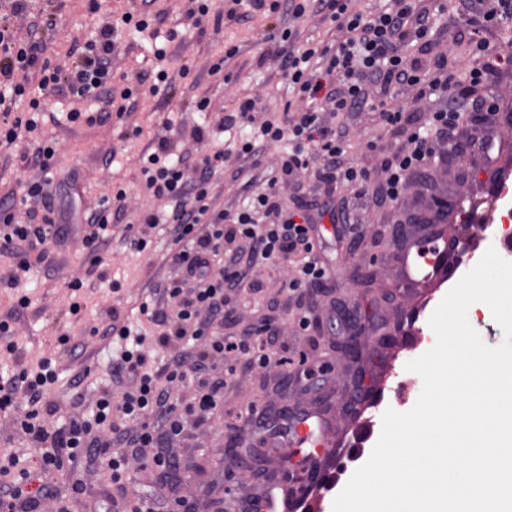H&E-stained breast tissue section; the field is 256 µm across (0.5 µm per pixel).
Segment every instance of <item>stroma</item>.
Segmentation results:
<instances>
[{
  "label": "stroma",
  "mask_w": 512,
  "mask_h": 512,
  "mask_svg": "<svg viewBox=\"0 0 512 512\" xmlns=\"http://www.w3.org/2000/svg\"><path fill=\"white\" fill-rule=\"evenodd\" d=\"M278 4L273 14H242L221 26L209 23L202 29L188 15L190 0H153L149 5L143 0H30L26 13L14 19L17 36L25 39L41 15L51 12L54 26L39 31L46 43L44 56L51 66L65 68L94 36L101 17L125 12L137 16L146 11L160 15L158 39L128 29L118 33L112 69L117 74H144L147 83L159 70L168 73L158 93H151L146 83L138 89L134 109L93 125L68 122L66 114L74 109L107 111L105 99L43 90L38 95L37 130L11 147L0 148V189L6 191L22 190L24 183L39 177V169L22 166L20 157L42 141L55 149L51 175L59 206L87 212L98 207L112 186L119 184L127 190L124 216L109 225L104 245L107 261L98 271H89L81 236L72 232L64 242L51 246L48 267L26 276L32 303L13 320V340L17 355L51 358L58 375L51 395L61 406L55 423H63L68 415L72 379L84 375L82 387L89 397L108 379V343L91 335V327L105 321L113 306L137 318L139 304L149 298L151 276L173 274L163 262L170 246L165 227L153 230V244L144 252L130 253L123 244L128 223L171 207L170 201L155 198L146 189L141 156L153 152L162 138L171 141L178 156L208 152L212 141L195 140L193 128L218 124L235 114L246 99L254 103L256 120L282 114L289 87L276 51L284 27L294 28L301 44L341 41L335 23L313 13L297 20L289 0H278ZM420 4L437 10L438 15L428 37L408 49V60H422L430 72L451 75L453 83L475 87L476 92L450 99L404 84L396 86L393 104L405 106L408 116L421 118L442 107L461 110L466 129L474 121L486 120L493 128L492 147L487 152L475 148L449 165L426 162L393 200L385 194L381 168L396 152L408 150L409 143L406 136L389 132L378 112L363 104L351 109L346 126L349 158L371 174L368 196L360 198L346 188L324 186L309 171L279 184L289 210L311 216L317 254L332 274L325 285L288 291L282 287L285 271L261 263L250 270L248 287L231 293L228 333L241 336L261 322H270L287 345L292 363L286 368L273 362L264 369L239 363L224 386L223 407L171 443L179 460L183 491L195 500L197 512H216L218 500L224 503L223 512H239L238 501L264 490L262 476L241 480L235 464L225 456V441L230 437L246 448H266L264 467L279 471L285 493L299 504L297 512H332L335 497L368 460L380 435L384 411L404 412L415 404L422 379L406 371L405 365L433 346L435 335L428 320L453 286L443 278L403 288V253L391 241L393 227L405 222L416 207L424 183L446 186L453 172L462 175L457 191L463 194L465 207L449 210L440 224L444 238L458 239L466 230L469 249L485 251L474 220L487 217L500 225L512 213V196L496 197L502 178L512 176V65L497 63L488 53L495 45L501 52L512 51V24L485 21L479 0H420ZM476 27L485 46L481 52L476 51L470 35ZM172 30L178 36L170 42L166 36ZM159 44L167 47L168 57L162 62L154 55ZM218 62L223 65L221 72L211 73V66ZM475 67L482 75L474 85L470 71ZM202 96L209 98L210 105L200 112L195 103ZM280 155L276 147L261 148L253 159L230 154L223 172L209 181L211 195L226 211L237 212L244 201L266 187V177L277 167ZM77 278L83 282L84 306L73 316L68 312V283ZM116 283L121 286L117 292L112 289ZM347 309L356 311L361 335H353L342 322L341 313ZM303 314L314 323L307 336L298 328ZM62 334L76 345V354L58 346L56 339ZM354 337L364 347L359 364L341 349ZM361 365L367 370L368 392L358 400L352 393L351 377ZM321 366L326 367V374L312 383L305 380V371ZM251 401L285 405L299 417L316 415L325 422L328 445L292 451L293 464H304L316 473L315 486L298 490L284 471L277 436L245 425L240 413Z\"/></svg>",
  "instance_id": "obj_1"
}]
</instances>
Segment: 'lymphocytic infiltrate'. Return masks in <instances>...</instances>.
I'll list each match as a JSON object with an SVG mask.
<instances>
[{
	"label": "lymphocytic infiltrate",
	"instance_id": "lymphocytic-infiltrate-1",
	"mask_svg": "<svg viewBox=\"0 0 512 512\" xmlns=\"http://www.w3.org/2000/svg\"><path fill=\"white\" fill-rule=\"evenodd\" d=\"M352 0H291L292 15L302 18L314 12L337 24L346 33L336 45L296 46L297 34L283 28L279 55L288 79L296 91V110H284L281 121L261 122L255 139L268 145L287 144L274 175L236 218L214 209L209 201V179L223 171L229 151L219 147L201 157L185 161L173 159L168 139H159L148 155L142 174L153 195L173 201L165 215H144L138 225L129 227L124 244L129 251H144L149 233L157 224H166L171 238L170 266L179 277L155 281L148 301L139 307L146 324L133 328L118 308H110L108 319L92 327L101 339L118 338L119 347L110 362V382L100 389L92 417H85V397L75 393L69 402L71 412L60 426L47 419L58 406L50 400L56 374L50 358L27 363L16 354L11 342V325L0 319V335L7 337L6 350L17 357V370L0 379V414L13 416L17 429L39 450L43 480H35L17 454L0 456V512H42L45 500L58 501L56 512H70L68 500L58 498L48 474L71 471V493H84V482L77 475L79 460L85 459L106 471L110 485H124L129 463L172 469L174 457L162 452L164 441L182 436L188 426L210 418L219 406L224 380L216 371L230 355H242L248 366L264 368L271 362L274 334L226 336L219 329L229 313L228 291L239 288L245 266L257 261L277 263L293 260L296 277L289 279V290L302 285H320L328 278L327 268L315 255L307 223H299L277 191L279 183L298 173L314 169L319 179L364 194L369 176L349 162L342 133L323 125L320 110L342 115L354 106L367 103L368 85H375L380 99L377 108L391 129L407 134L415 148L394 155L385 166L387 190L398 198L413 170L436 152L433 133L458 126L460 112L441 109L424 123L408 127L403 109L389 107L387 98L394 86L421 82L422 67H407L401 47L424 37L430 17L416 10L414 0H390V10H353ZM10 14L24 10L25 0H10ZM10 14H0V79L9 88L0 93V147L11 146L24 133L37 127L34 119L12 116L8 98L25 95L29 77L40 73V88H53L81 97L89 93L120 96L129 100L131 87L115 88L112 51L119 25H133L142 32L151 18L132 14L106 15L99 22L98 38L87 43L85 51L65 70L50 68L44 56L46 46L37 35L19 41L9 22ZM52 146L39 147L23 155L26 163L38 166L42 176L24 186L21 198H0V255H10L12 269L1 277L6 287L18 289L24 273L41 267L48 260V241H63L73 224L85 226L82 239L92 267H100L103 237L112 221V211L103 207L79 218L74 212L57 208L49 176ZM198 172L196 182H188L187 171ZM26 207L27 223L14 221V204ZM208 225L199 234L198 225ZM193 386L192 401L181 402L178 391Z\"/></svg>",
	"mask_w": 512,
	"mask_h": 512
}]
</instances>
